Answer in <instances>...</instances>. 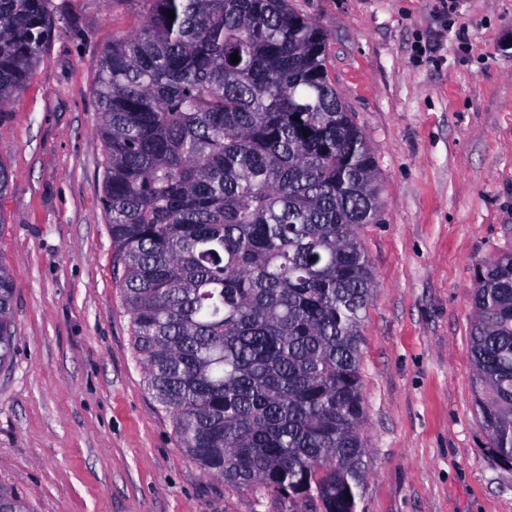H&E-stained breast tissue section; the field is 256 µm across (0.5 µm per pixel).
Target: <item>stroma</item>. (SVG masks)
Instances as JSON below:
<instances>
[{
    "instance_id": "35a3bbf8",
    "label": "stroma",
    "mask_w": 512,
    "mask_h": 512,
    "mask_svg": "<svg viewBox=\"0 0 512 512\" xmlns=\"http://www.w3.org/2000/svg\"><path fill=\"white\" fill-rule=\"evenodd\" d=\"M381 176L360 229L374 273L361 341L369 470L357 512H512L470 352L475 268L512 252V0H292ZM52 39L0 121V488L29 512H281L204 474L144 383L113 277L94 94L141 0H49ZM435 50L418 56L422 39ZM13 292L14 286L9 269L0 263V366L9 362L11 358Z\"/></svg>"
}]
</instances>
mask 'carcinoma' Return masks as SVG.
<instances>
[{
	"label": "carcinoma",
	"mask_w": 512,
	"mask_h": 512,
	"mask_svg": "<svg viewBox=\"0 0 512 512\" xmlns=\"http://www.w3.org/2000/svg\"><path fill=\"white\" fill-rule=\"evenodd\" d=\"M48 0H0V121L51 36ZM95 95L114 274L144 382L209 476L356 512L360 375L379 217L375 156L290 0H142ZM175 13L169 18L167 11ZM238 53L239 62H231ZM299 120H294V117ZM0 263V366L13 343ZM470 349L491 448L512 465V253L480 263ZM0 512H26L0 489Z\"/></svg>",
	"instance_id": "1"
}]
</instances>
